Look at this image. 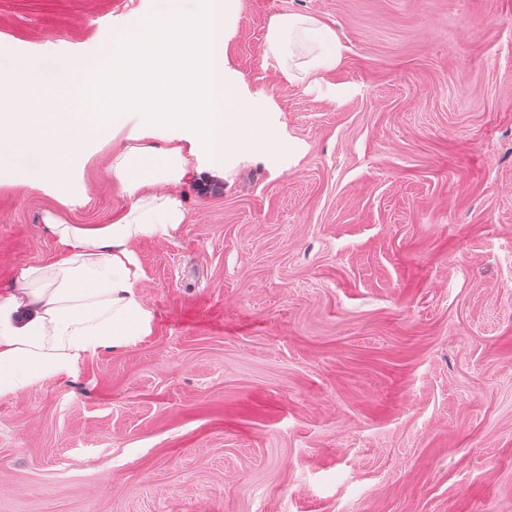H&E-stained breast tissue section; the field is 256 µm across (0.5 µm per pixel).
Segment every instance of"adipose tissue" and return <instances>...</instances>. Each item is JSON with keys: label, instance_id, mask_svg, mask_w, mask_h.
I'll use <instances>...</instances> for the list:
<instances>
[{"label": "adipose tissue", "instance_id": "obj_1", "mask_svg": "<svg viewBox=\"0 0 512 512\" xmlns=\"http://www.w3.org/2000/svg\"><path fill=\"white\" fill-rule=\"evenodd\" d=\"M234 2L154 0L156 23L96 54L50 67L32 53L0 59V173L19 183L65 184L86 145L112 136L130 111L140 112L141 129L172 125L191 132L160 148L113 144L112 177L133 203L112 223L81 227L46 216L61 259L47 269H24L21 287L0 292V397L72 375L83 359L148 335L152 314L140 296L143 271L134 244L170 235L183 223L173 189L186 175L221 171L226 152L273 142L223 67ZM312 34L319 50L298 68L314 78L341 62L335 33L311 17L272 20L267 50L281 60L284 75L296 68L295 47ZM163 44L179 48L177 61L168 65L174 96L161 99L158 111L145 112L127 94L131 74L123 60L131 56L151 68ZM104 56L114 60L112 95L124 102L120 112L92 109L84 98L86 75Z\"/></svg>", "mask_w": 512, "mask_h": 512}]
</instances>
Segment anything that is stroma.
I'll return each mask as SVG.
<instances>
[{"instance_id":"obj_1","label":"stroma","mask_w":512,"mask_h":512,"mask_svg":"<svg viewBox=\"0 0 512 512\" xmlns=\"http://www.w3.org/2000/svg\"><path fill=\"white\" fill-rule=\"evenodd\" d=\"M153 0H0V57L93 54ZM335 31L288 81L275 16ZM223 64L275 135L134 251L152 331L0 398V512H512V0H239ZM112 141L0 175V290L111 223ZM84 204L65 207L68 193ZM310 34L319 36L317 45L320 51L307 61L295 65L306 77L310 76L316 80L320 73L334 70L341 63V45L335 33L314 18L292 14L277 16L270 24L267 51L281 60L282 71L288 81L296 79L292 72L293 65H290V61L293 62L295 56L294 48L297 45H303V39L309 41Z\"/></svg>"}]
</instances>
